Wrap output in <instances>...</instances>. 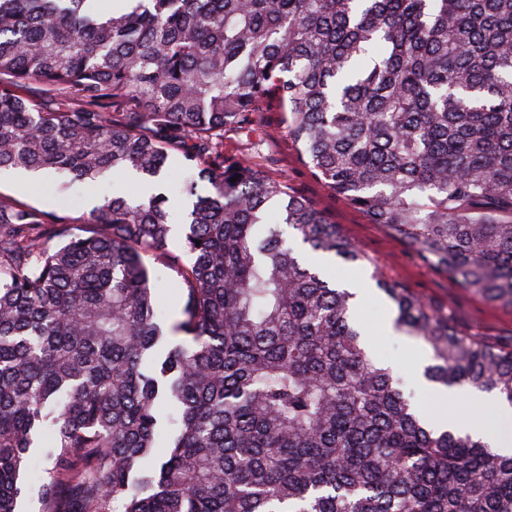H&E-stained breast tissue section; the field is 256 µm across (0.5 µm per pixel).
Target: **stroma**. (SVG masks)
<instances>
[{
	"instance_id": "1",
	"label": "stroma",
	"mask_w": 512,
	"mask_h": 512,
	"mask_svg": "<svg viewBox=\"0 0 512 512\" xmlns=\"http://www.w3.org/2000/svg\"><path fill=\"white\" fill-rule=\"evenodd\" d=\"M259 120L266 132V141L260 149L266 160V170L274 175H287L300 194L314 201L328 219L371 258V265L360 268L330 256L326 259L325 269L343 287L360 285L368 288L369 297L360 305L358 316L371 333L369 350L380 364L392 368L405 392L412 395L420 408H427L429 399L417 382L419 359L431 356L432 350L425 343L401 334L376 335V328L386 320L390 309L375 286L373 273L393 278L421 299L448 310L459 330L476 333L485 341L505 349L512 347V309L493 304L473 290L463 288L425 263L399 238L371 223L343 197L327 189L312 175L297 147L287 138L279 112L261 113ZM115 191L137 198L142 195L143 187L136 180L116 175L88 185L64 183L62 176L53 171L42 172L35 182L27 181L25 174L20 172L0 174V196L43 211L67 209L78 224L88 211V198L99 200Z\"/></svg>"
}]
</instances>
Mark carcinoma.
Listing matches in <instances>:
<instances>
[{
  "mask_svg": "<svg viewBox=\"0 0 512 512\" xmlns=\"http://www.w3.org/2000/svg\"><path fill=\"white\" fill-rule=\"evenodd\" d=\"M95 2L0 0V173L148 187L83 224L0 196V512H20L44 430L41 512H512V455L429 423L288 230L367 256L224 150L276 106L327 188L512 308V0ZM157 270L182 294L169 328ZM375 282L432 349L428 381L512 404V347Z\"/></svg>",
  "mask_w": 512,
  "mask_h": 512,
  "instance_id": "1",
  "label": "carcinoma"
}]
</instances>
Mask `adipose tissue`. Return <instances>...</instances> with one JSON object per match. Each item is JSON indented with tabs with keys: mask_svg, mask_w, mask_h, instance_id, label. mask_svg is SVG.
I'll use <instances>...</instances> for the list:
<instances>
[{
	"mask_svg": "<svg viewBox=\"0 0 512 512\" xmlns=\"http://www.w3.org/2000/svg\"><path fill=\"white\" fill-rule=\"evenodd\" d=\"M456 396L474 409L469 418L461 421V428L473 436L488 440L500 452L511 454L512 407L500 403L494 395L477 389L460 390Z\"/></svg>",
	"mask_w": 512,
	"mask_h": 512,
	"instance_id": "adipose-tissue-1",
	"label": "adipose tissue"
}]
</instances>
